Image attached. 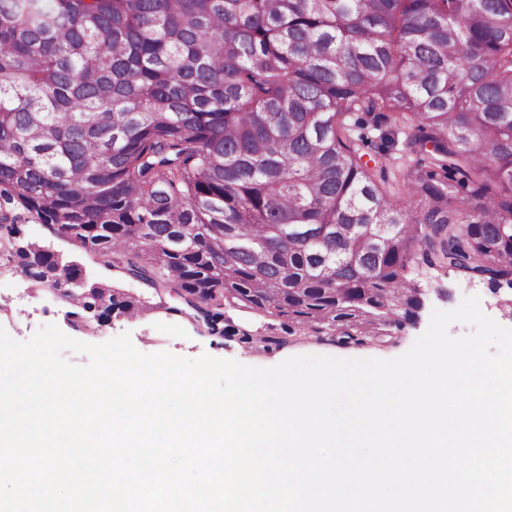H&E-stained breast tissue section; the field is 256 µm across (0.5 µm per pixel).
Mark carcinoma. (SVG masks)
I'll return each mask as SVG.
<instances>
[{"mask_svg": "<svg viewBox=\"0 0 512 512\" xmlns=\"http://www.w3.org/2000/svg\"><path fill=\"white\" fill-rule=\"evenodd\" d=\"M418 159L393 189L356 128ZM0 206L224 335V302L361 345L415 269L512 283V0H0ZM30 281L94 284L40 244ZM103 320L141 310L107 278Z\"/></svg>", "mask_w": 512, "mask_h": 512, "instance_id": "cac0c4a2", "label": "carcinoma"}]
</instances>
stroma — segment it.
<instances>
[{"mask_svg":"<svg viewBox=\"0 0 512 512\" xmlns=\"http://www.w3.org/2000/svg\"><path fill=\"white\" fill-rule=\"evenodd\" d=\"M369 139L366 153L369 158L385 156L389 175L410 160L404 149L405 130L387 121L378 128L365 131ZM24 238L33 239L76 261L84 277L97 279L99 271L92 258L66 239L57 237L35 219L20 220ZM417 279L424 290V304L417 318L390 336H374L364 344L344 346L335 337L325 333L305 331L304 334L286 335V318L232 306L224 308V336L209 335L206 325L196 320L195 312L185 305L176 293L162 294L148 286L116 274L112 277L115 291L140 298L145 308L135 317L120 316L105 324H92L87 330L73 332L66 321L71 306L48 287L25 279L0 254V327L16 340H27L39 327L56 324L64 333H75L77 339L88 343H101L121 333H130L137 350L143 353L169 352L177 356L196 359L202 355L235 359L242 363L270 367L297 355H331L343 359H393L411 348L427 329L433 310L456 308L464 297L476 295L485 314L499 324L512 327V314L508 313L499 295L492 293L480 282L466 279L456 273L444 274L426 269L419 270ZM252 335L254 343L243 342V335ZM268 338V345L257 344V337ZM287 342L276 345L278 337Z\"/></svg>","mask_w":512,"mask_h":512,"instance_id":"obj_1","label":"stroma"}]
</instances>
